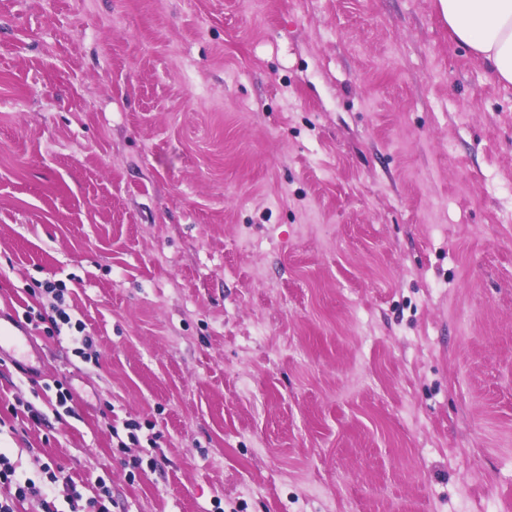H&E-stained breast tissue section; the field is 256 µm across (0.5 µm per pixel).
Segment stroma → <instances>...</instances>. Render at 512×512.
I'll list each match as a JSON object with an SVG mask.
<instances>
[{
  "instance_id": "35a3bbf8",
  "label": "stroma",
  "mask_w": 512,
  "mask_h": 512,
  "mask_svg": "<svg viewBox=\"0 0 512 512\" xmlns=\"http://www.w3.org/2000/svg\"><path fill=\"white\" fill-rule=\"evenodd\" d=\"M49 279L59 512H512V86L436 0H0V315ZM42 287L43 293L51 299L50 307L55 314V316H48L52 325V332L61 333V328L66 325L69 330L74 328L77 333H84L85 324L80 319H76L73 323L70 313L67 312L69 306L65 303V285L58 281L46 280ZM75 341L80 344V347L74 348V353L85 363L92 361L98 364V355L96 351H92L94 345L93 337L82 334Z\"/></svg>"
}]
</instances>
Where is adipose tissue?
<instances>
[{
  "mask_svg": "<svg viewBox=\"0 0 512 512\" xmlns=\"http://www.w3.org/2000/svg\"><path fill=\"white\" fill-rule=\"evenodd\" d=\"M456 42L484 61L498 82L512 85V0H438Z\"/></svg>",
  "mask_w": 512,
  "mask_h": 512,
  "instance_id": "1",
  "label": "adipose tissue"
}]
</instances>
